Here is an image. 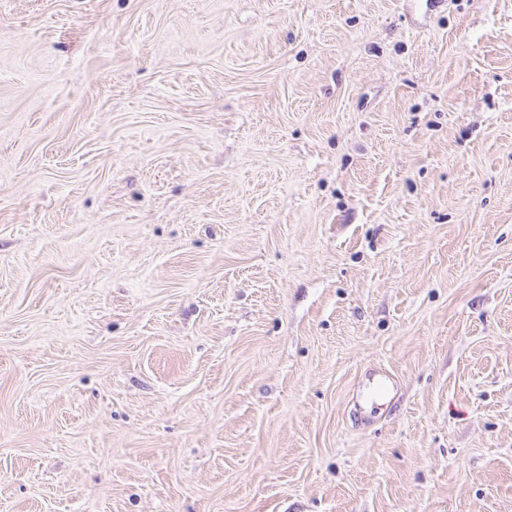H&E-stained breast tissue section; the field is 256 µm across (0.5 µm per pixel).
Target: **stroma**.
Wrapping results in <instances>:
<instances>
[{
    "label": "stroma",
    "instance_id": "35a3bbf8",
    "mask_svg": "<svg viewBox=\"0 0 512 512\" xmlns=\"http://www.w3.org/2000/svg\"><path fill=\"white\" fill-rule=\"evenodd\" d=\"M0 512H512V0H0Z\"/></svg>",
    "mask_w": 512,
    "mask_h": 512
}]
</instances>
